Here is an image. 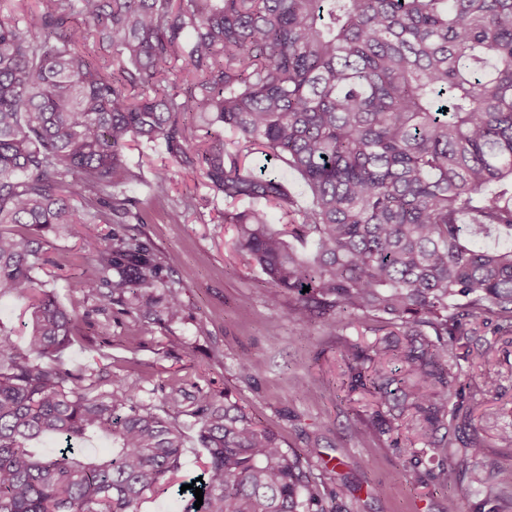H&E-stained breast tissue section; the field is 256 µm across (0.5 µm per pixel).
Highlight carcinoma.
Wrapping results in <instances>:
<instances>
[{
    "instance_id": "1",
    "label": "carcinoma",
    "mask_w": 512,
    "mask_h": 512,
    "mask_svg": "<svg viewBox=\"0 0 512 512\" xmlns=\"http://www.w3.org/2000/svg\"><path fill=\"white\" fill-rule=\"evenodd\" d=\"M38 2L0 14V293L29 303L24 346L0 330V512H139L176 485L179 424L119 375L57 358L80 334V302L40 278L35 239L84 227L83 298L179 318L172 289L155 294L149 243L95 233L141 204L126 195L133 142L164 146L159 193L199 173L230 204L279 211L280 228L262 209L224 211L269 302L293 296L302 327L318 312L383 335L347 347L346 385L372 398L379 435L415 423L453 488V442L483 455L458 423L473 384L458 350L512 335V247L464 239L469 225L512 235V0ZM256 152L299 172L311 205L247 168ZM166 401L188 402L205 450L203 504L179 491L184 512H324L299 458L229 395L175 381ZM44 439L58 448L36 449ZM99 439L102 452L76 447ZM399 452L419 481L414 450Z\"/></svg>"
}]
</instances>
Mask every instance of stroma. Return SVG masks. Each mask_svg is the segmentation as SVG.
<instances>
[{
    "mask_svg": "<svg viewBox=\"0 0 512 512\" xmlns=\"http://www.w3.org/2000/svg\"><path fill=\"white\" fill-rule=\"evenodd\" d=\"M128 156L141 179L127 194L148 206L142 219L127 217L125 228L152 246L179 295L182 314L161 325L121 313L106 297L85 300L83 336L60 357L74 371L121 370L142 402L164 407L183 426L180 480L199 474L201 463L192 417L165 401L174 377L193 395L229 393L258 424L278 431L285 450L301 455L304 470L319 486L324 512H445L451 494L460 512H512V498L489 501L483 494L497 470L512 468V449L499 438L512 425V335L469 344L480 371L504 377L496 395L478 394L472 401L471 430L484 445L479 463H465L454 490H445L431 476V451L417 432L407 430L403 436L418 451L422 473L419 483L407 485L396 449L370 433L354 436L355 428L369 424L372 409L342 385L344 343L369 346L374 332L356 322L338 332L317 316L307 329H299L288 305L268 304L264 275L236 251L233 228L219 217L224 201L213 197L204 179L196 174L175 178L156 196L150 185L164 160L163 146H134ZM189 189L200 199L190 212L180 203ZM41 242L61 268L58 300L78 299L76 285L93 267L89 247L79 237L51 232L43 233ZM244 364L251 367L246 376L240 372ZM341 486L347 492L340 497Z\"/></svg>",
    "mask_w": 512,
    "mask_h": 512,
    "instance_id": "obj_1",
    "label": "stroma"
}]
</instances>
